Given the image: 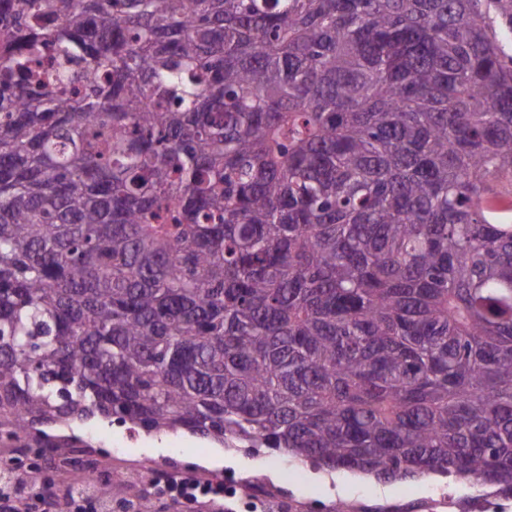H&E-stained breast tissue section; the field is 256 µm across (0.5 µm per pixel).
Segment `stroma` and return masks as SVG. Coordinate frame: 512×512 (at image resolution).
Wrapping results in <instances>:
<instances>
[{
  "label": "stroma",
  "instance_id": "1",
  "mask_svg": "<svg viewBox=\"0 0 512 512\" xmlns=\"http://www.w3.org/2000/svg\"><path fill=\"white\" fill-rule=\"evenodd\" d=\"M75 432L90 440V447H0V458L13 460L21 474L38 470L39 481L29 489L33 496L57 494L63 471L97 479L107 471L124 473L125 482L111 486L117 500L143 472L163 478L187 469L235 485L265 486L268 512H331L339 503L350 512H463L465 501L484 491L472 481L451 483L437 475L384 482L364 474L329 473L264 450L222 448L185 432L142 433L130 442L123 427L98 419L79 423Z\"/></svg>",
  "mask_w": 512,
  "mask_h": 512
}]
</instances>
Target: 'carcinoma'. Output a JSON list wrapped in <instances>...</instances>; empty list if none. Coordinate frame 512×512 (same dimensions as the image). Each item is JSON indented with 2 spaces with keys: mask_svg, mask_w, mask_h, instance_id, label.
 <instances>
[{
  "mask_svg": "<svg viewBox=\"0 0 512 512\" xmlns=\"http://www.w3.org/2000/svg\"><path fill=\"white\" fill-rule=\"evenodd\" d=\"M504 0H0V446L117 420L512 497ZM489 200L501 222L512 224V183L496 182L491 186Z\"/></svg>",
  "mask_w": 512,
  "mask_h": 512,
  "instance_id": "carcinoma-1",
  "label": "carcinoma"
}]
</instances>
